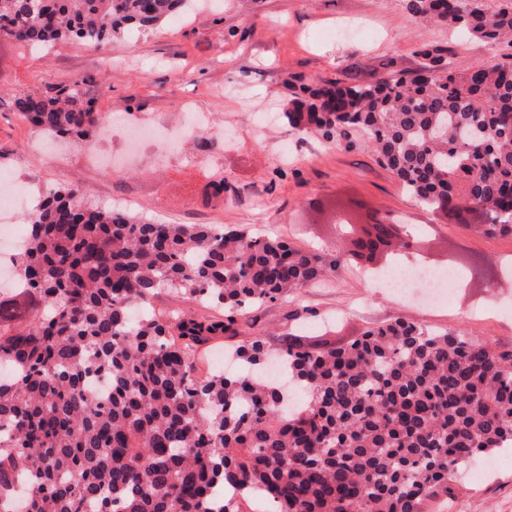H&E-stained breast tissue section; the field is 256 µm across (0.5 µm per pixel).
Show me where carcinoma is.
<instances>
[{
  "mask_svg": "<svg viewBox=\"0 0 512 512\" xmlns=\"http://www.w3.org/2000/svg\"><path fill=\"white\" fill-rule=\"evenodd\" d=\"M188 0H0V41L48 51L105 49L124 27L156 26ZM414 20L512 42V0H408ZM422 69L305 88L288 124L334 142L363 132L418 203L512 236V63ZM85 79L14 101L38 130L100 137ZM29 232L0 296V512H422L453 496L477 455L512 448V354L467 328L404 319L339 345L277 351L288 391L262 377L268 349L248 336L235 374L200 377L193 356L238 336L250 309L322 281L340 260L223 224H154L59 186L24 216ZM368 244L410 247L406 225H369ZM160 288L224 310H130ZM103 379L108 390L88 387Z\"/></svg>",
  "mask_w": 512,
  "mask_h": 512,
  "instance_id": "carcinoma-1",
  "label": "carcinoma"
}]
</instances>
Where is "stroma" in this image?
<instances>
[{
    "instance_id": "stroma-1",
    "label": "stroma",
    "mask_w": 512,
    "mask_h": 512,
    "mask_svg": "<svg viewBox=\"0 0 512 512\" xmlns=\"http://www.w3.org/2000/svg\"><path fill=\"white\" fill-rule=\"evenodd\" d=\"M406 4L198 0L161 27L121 33L106 52L76 43L44 58L18 42L1 44L0 178L21 173L14 186L22 194L69 183L102 208L127 203L128 213L145 221L226 224L333 255V211L350 200L369 218L415 225L426 263L447 264L460 251L503 275L512 266V236L478 234L420 207L360 133L332 143L292 130L284 117L300 86L409 73L427 49L459 71L512 61V48L413 22ZM76 76L106 86L101 104L112 114L180 123L202 113L222 138L191 164L174 160L157 140L146 160L119 173L94 164L96 139L52 138L33 147L15 98ZM219 178L227 189L216 199L207 185ZM339 257L327 281L250 311L251 335L272 349L291 336L333 344L402 317L438 331L466 327L497 351L512 352V288L470 278L445 303L416 305L375 287L362 266ZM493 456L499 466L478 476L464 471L455 500L434 496L423 512H442L450 501L460 512H512V448Z\"/></svg>"
}]
</instances>
